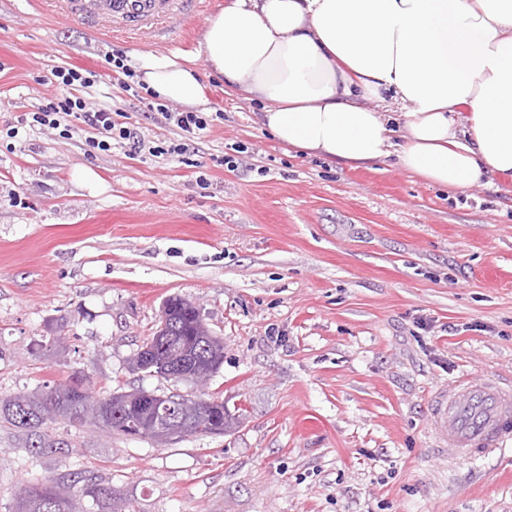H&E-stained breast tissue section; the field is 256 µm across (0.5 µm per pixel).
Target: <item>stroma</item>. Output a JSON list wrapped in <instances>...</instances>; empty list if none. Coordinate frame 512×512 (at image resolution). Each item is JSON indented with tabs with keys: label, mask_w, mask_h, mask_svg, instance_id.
<instances>
[{
	"label": "stroma",
	"mask_w": 512,
	"mask_h": 512,
	"mask_svg": "<svg viewBox=\"0 0 512 512\" xmlns=\"http://www.w3.org/2000/svg\"><path fill=\"white\" fill-rule=\"evenodd\" d=\"M57 2L0 0V130L52 97L54 69L79 67L96 74L90 105L178 140L106 56L196 52L224 0L162 38L97 34ZM204 93L210 123L182 158L92 150L82 125L0 139V397L78 372L100 397L192 394L247 417L165 448L59 423L69 450L37 455L1 426L0 512L76 472L131 512H512V450L467 462L431 433L436 394L512 379V175L450 196L398 167L288 151L255 125L259 103L214 78ZM175 294L224 342L203 388L128 367Z\"/></svg>",
	"instance_id": "stroma-1"
}]
</instances>
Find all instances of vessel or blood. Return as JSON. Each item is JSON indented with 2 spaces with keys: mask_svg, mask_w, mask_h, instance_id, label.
<instances>
[{
  "mask_svg": "<svg viewBox=\"0 0 512 512\" xmlns=\"http://www.w3.org/2000/svg\"><path fill=\"white\" fill-rule=\"evenodd\" d=\"M195 0H60L61 9L99 33L165 35L173 19L191 11ZM438 443L463 460L489 459L512 442V381L462 380L435 397Z\"/></svg>",
  "mask_w": 512,
  "mask_h": 512,
  "instance_id": "b4317fda",
  "label": "vessel or blood"
}]
</instances>
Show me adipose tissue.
<instances>
[{
    "label": "adipose tissue",
    "mask_w": 512,
    "mask_h": 512,
    "mask_svg": "<svg viewBox=\"0 0 512 512\" xmlns=\"http://www.w3.org/2000/svg\"><path fill=\"white\" fill-rule=\"evenodd\" d=\"M199 53L200 69L141 53L138 78L197 107L205 73L223 76L225 93L263 102L259 123L282 145L391 159L450 191L512 172V0H226Z\"/></svg>",
    "instance_id": "1"
}]
</instances>
